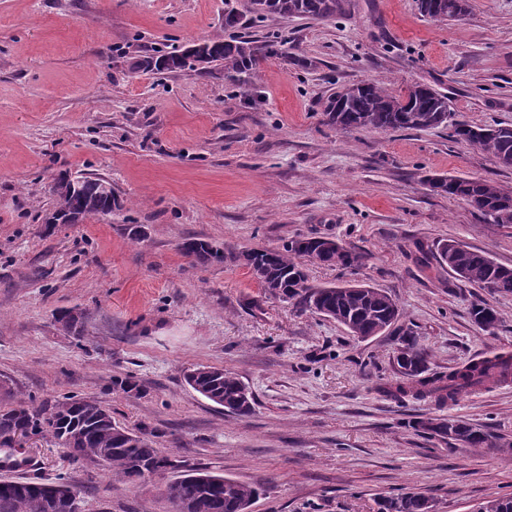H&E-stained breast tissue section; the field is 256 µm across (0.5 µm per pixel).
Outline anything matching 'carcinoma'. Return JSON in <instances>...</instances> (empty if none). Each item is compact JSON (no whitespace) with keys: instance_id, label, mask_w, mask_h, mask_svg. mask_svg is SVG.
<instances>
[{"instance_id":"carcinoma-1","label":"carcinoma","mask_w":512,"mask_h":512,"mask_svg":"<svg viewBox=\"0 0 512 512\" xmlns=\"http://www.w3.org/2000/svg\"><path fill=\"white\" fill-rule=\"evenodd\" d=\"M248 12L261 17L325 18L343 8L345 0H247ZM419 12L438 22L464 16L469 0H417ZM288 56L285 45L251 36L224 41H204L182 53H167L144 61L150 71L178 73L198 70L210 73L215 68L224 79L249 90L260 81V66L267 58ZM328 122L338 129L366 128L378 131L425 130L448 125L452 112L448 96L424 84L409 86L395 95L374 81L343 87L332 95L325 108ZM456 139L479 146L505 168L512 167V126H454ZM68 175L60 176L52 187L55 207L51 218L63 224H79L90 216L107 215L121 207L113 192L101 189V179L87 177L82 190ZM433 191L467 201L484 216L499 224H512V187L485 179L433 177ZM183 251L200 264L224 258L212 244L190 239ZM439 262L455 278L512 294V268L494 262L454 239L436 245ZM242 262L270 296L278 297L304 312L336 320L350 335L359 339L376 336L398 320L399 310L386 291L366 284L316 286L309 283L302 260L328 266H352L363 256L351 250L343 254L328 246L325 237L289 241L281 249L247 250L232 256ZM474 322L493 329L497 312L486 304L471 306ZM402 346L396 357L399 382L386 393L412 394L417 399H432L438 405L454 401L461 394L507 382L512 378V355L499 353L491 358L469 361L446 374H428V355L411 329H400ZM185 382L195 392L224 410L246 416L252 412L254 398L232 373L214 366L198 365L185 373ZM0 448L8 454L0 468H14L19 439H48L64 449L67 459L76 464L103 465L114 475L138 488L157 475L170 471L168 456L155 447V435L143 429H129L112 419V412L94 400L70 396L54 404L34 403V398L15 396L9 379L0 380ZM414 428L423 434L454 441L468 448H493L497 443L489 434L469 425L440 416L422 418ZM180 475L167 482L161 495L174 509L188 502L191 512H243L259 495L251 485L197 469L176 468ZM65 497L81 501L76 488L65 478L33 482L0 479V512H55L53 500ZM433 501L418 492L387 496L378 502V512H431ZM476 512H512V496L486 500Z\"/></svg>"}]
</instances>
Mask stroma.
<instances>
[{"mask_svg": "<svg viewBox=\"0 0 512 512\" xmlns=\"http://www.w3.org/2000/svg\"><path fill=\"white\" fill-rule=\"evenodd\" d=\"M466 16L424 18L416 0H347L328 19L250 23L279 34L257 89L222 72L157 74L147 56L224 40V0H0V379L52 404L101 402L148 427L163 451L262 487L249 512H376L428 494L435 512L512 496V380L439 406L386 396L397 331L367 340L264 294L234 256L303 236L364 253L359 266L306 262L314 284L367 283L397 302L431 371L512 352V295L457 280L435 245L452 238L512 268V226L432 191L427 177L512 187V168L452 127L341 131L324 109L364 80L448 96L456 119L512 126V0H469ZM101 176L122 209L49 224L59 174ZM144 230L129 236L131 225ZM190 238L224 252L199 265ZM500 318L483 330L470 305ZM77 320L68 328L61 313ZM234 373L253 394L240 417L200 396L187 370ZM134 377L141 393L115 389ZM441 416L498 439L450 449L414 421ZM40 440L7 477H65L83 512H173L163 478L133 488L107 468L71 465Z\"/></svg>", "mask_w": 512, "mask_h": 512, "instance_id": "35a3bbf8", "label": "stroma"}]
</instances>
